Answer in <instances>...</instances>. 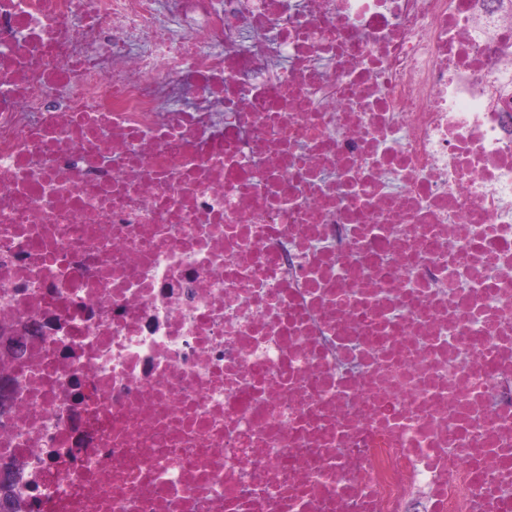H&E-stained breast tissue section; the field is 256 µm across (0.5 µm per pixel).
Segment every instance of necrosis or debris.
<instances>
[{"label": "necrosis or debris", "instance_id": "4bbe7bcc", "mask_svg": "<svg viewBox=\"0 0 512 512\" xmlns=\"http://www.w3.org/2000/svg\"><path fill=\"white\" fill-rule=\"evenodd\" d=\"M15 512H512V13L0 0Z\"/></svg>", "mask_w": 512, "mask_h": 512}]
</instances>
